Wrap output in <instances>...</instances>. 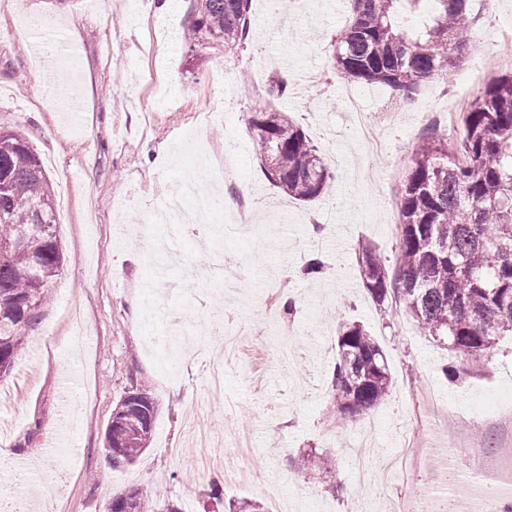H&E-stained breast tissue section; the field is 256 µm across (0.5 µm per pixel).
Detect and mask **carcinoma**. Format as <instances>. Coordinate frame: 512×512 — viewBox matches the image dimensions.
Returning a JSON list of instances; mask_svg holds the SVG:
<instances>
[{
    "mask_svg": "<svg viewBox=\"0 0 512 512\" xmlns=\"http://www.w3.org/2000/svg\"><path fill=\"white\" fill-rule=\"evenodd\" d=\"M183 39L202 57L212 42L231 52L254 29L251 0H194ZM469 0H353L352 20L335 45L336 69L346 81H364L407 96L425 81L446 78L474 43ZM267 178L286 194L312 201L334 180L324 157L285 113H246ZM53 189L36 153L15 132H0V374H9L26 327L39 316L45 285L64 257L55 233ZM21 237L17 248L7 242ZM372 299L403 303L427 335L463 357L512 335V73L492 77L464 113L463 130L448 142L434 129L417 148L400 189V239L395 273L377 249L358 256ZM392 377L386 353L363 326L339 329L331 380L343 422L378 407ZM140 401L125 426H107L112 466L134 464L148 448L157 405L134 384ZM160 494L130 489L112 497L107 512L129 501L135 512L159 508Z\"/></svg>",
    "mask_w": 512,
    "mask_h": 512,
    "instance_id": "1",
    "label": "carcinoma"
}]
</instances>
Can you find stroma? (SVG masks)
<instances>
[{
    "label": "stroma",
    "mask_w": 512,
    "mask_h": 512,
    "mask_svg": "<svg viewBox=\"0 0 512 512\" xmlns=\"http://www.w3.org/2000/svg\"><path fill=\"white\" fill-rule=\"evenodd\" d=\"M252 12L256 25L244 48L214 46L195 62L181 38L192 0H171L166 12L147 15L135 0H0V130L25 137L54 191H69L56 225L63 268L11 373L0 378V423L11 425L5 443L13 450L0 459V481L37 501L38 512H106L112 494L136 488L181 507L193 502L194 512H224L209 497L212 486L225 499L259 502L269 481L289 489L290 512H383L382 488L350 477L348 440L366 437L379 472L398 433L411 427L403 399L409 388H433L463 411H480L488 391L512 400V335L459 361L409 314L396 319L389 305L376 304L358 283L357 263L367 244L393 258L399 188L427 130L460 124L484 81L512 72V63L497 60L512 34V0H470L481 42L448 79L423 82L409 99L339 78L333 50L352 16L349 0H290L277 14L268 0H252ZM44 15L58 17L55 36L27 30L26 18ZM50 38L78 77L81 125L67 118L57 66L34 64ZM244 69L246 83L239 80ZM283 75V111L336 174L328 192L309 202L268 180L244 123L246 112L263 105L267 81ZM350 86L384 132L381 149L366 145L349 121L342 94ZM220 150L234 170L221 192L248 190L253 236L224 241L205 215L188 210L182 235L170 244L182 265L166 269L169 288L144 291L154 238L149 219L164 203L166 184L190 172L206 182ZM325 214L327 268L317 278L302 276V261L287 260L285 250L312 255L310 218ZM218 249L241 266L237 292L193 274ZM286 292L296 300L290 315L281 304ZM236 315L247 319L248 333L229 352L226 334ZM352 322L383 347L392 388L375 410L343 426L331 395V338ZM224 351L231 365L217 394L209 371ZM140 380L157 404L153 439L134 465L116 468L104 433ZM68 387L79 394L77 449L40 458L39 470L56 467L58 480L24 483L15 476L17 461L38 455L60 424ZM228 399L241 407L236 418L224 415ZM241 437L251 445L243 458L233 450ZM308 452L322 462L321 480L303 479L295 466ZM242 466L252 471V486L234 484Z\"/></svg>",
    "instance_id": "obj_1"
}]
</instances>
